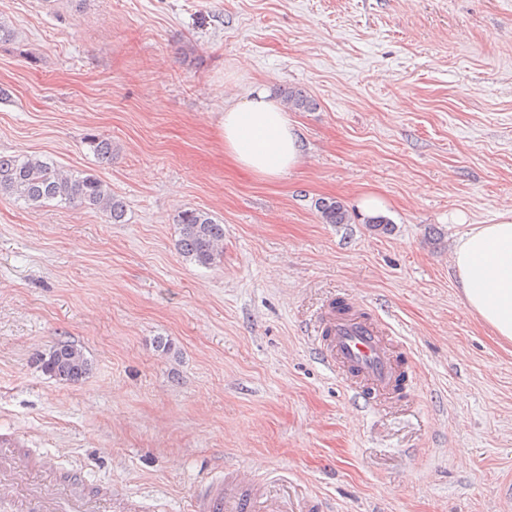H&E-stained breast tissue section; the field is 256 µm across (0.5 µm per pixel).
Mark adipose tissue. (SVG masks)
I'll use <instances>...</instances> for the list:
<instances>
[{
	"label": "adipose tissue",
	"instance_id": "adipose-tissue-1",
	"mask_svg": "<svg viewBox=\"0 0 512 512\" xmlns=\"http://www.w3.org/2000/svg\"><path fill=\"white\" fill-rule=\"evenodd\" d=\"M221 134L225 155L258 179H280L302 161L298 128L266 90L225 99ZM452 267L471 313L512 343V211L498 223L470 225L454 243Z\"/></svg>",
	"mask_w": 512,
	"mask_h": 512
}]
</instances>
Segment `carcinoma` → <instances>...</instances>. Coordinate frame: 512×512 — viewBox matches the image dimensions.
<instances>
[{
	"label": "carcinoma",
	"mask_w": 512,
	"mask_h": 512,
	"mask_svg": "<svg viewBox=\"0 0 512 512\" xmlns=\"http://www.w3.org/2000/svg\"><path fill=\"white\" fill-rule=\"evenodd\" d=\"M288 109L305 111L313 101L300 90L281 91ZM90 149L101 163L112 162V142L92 137ZM0 195H6L29 207H40L55 201L68 206H80L102 213L113 224L122 223L126 204L112 193V188L97 174L84 171L65 174L61 169L38 156L14 157L0 155ZM324 224H348L349 211L336 200L316 202ZM178 247L181 254L195 263L210 267L224 257V224L207 211L193 208L180 212ZM36 363L47 375L58 381L75 384L91 371L85 353L73 344L59 342L36 356Z\"/></svg>",
	"instance_id": "cac0c4a2"
}]
</instances>
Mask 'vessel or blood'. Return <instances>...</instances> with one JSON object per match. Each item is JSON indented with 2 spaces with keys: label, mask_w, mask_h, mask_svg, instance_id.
Listing matches in <instances>:
<instances>
[{
  "label": "vessel or blood",
  "mask_w": 512,
  "mask_h": 512,
  "mask_svg": "<svg viewBox=\"0 0 512 512\" xmlns=\"http://www.w3.org/2000/svg\"><path fill=\"white\" fill-rule=\"evenodd\" d=\"M311 347L321 364L355 394L376 403L398 395L401 370L394 342L380 317L336 313L326 307L315 318ZM232 469L201 479L193 512H284L280 483L245 484ZM0 512H143L139 502L115 501L106 487L76 476L30 472L21 455L0 448Z\"/></svg>",
  "instance_id": "1"
}]
</instances>
